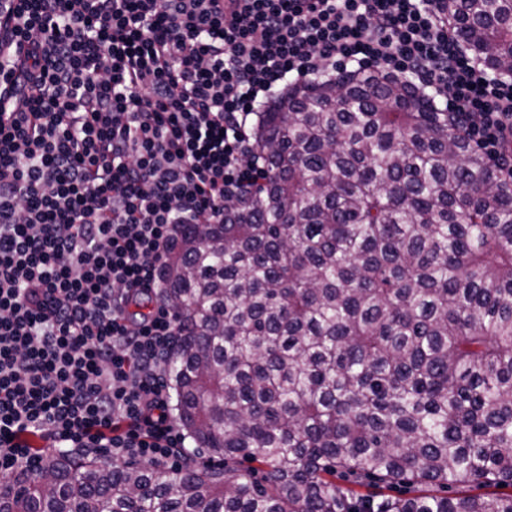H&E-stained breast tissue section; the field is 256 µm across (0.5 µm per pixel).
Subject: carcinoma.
<instances>
[{
	"instance_id": "carcinoma-1",
	"label": "carcinoma",
	"mask_w": 512,
	"mask_h": 512,
	"mask_svg": "<svg viewBox=\"0 0 512 512\" xmlns=\"http://www.w3.org/2000/svg\"><path fill=\"white\" fill-rule=\"evenodd\" d=\"M441 9L512 76V0ZM452 128L381 69L280 93L263 183L222 224L176 225L160 274L173 412L206 461L43 453L0 512H512V181Z\"/></svg>"
}]
</instances>
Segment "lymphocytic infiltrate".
I'll list each match as a JSON object with an SVG mask.
<instances>
[{
	"mask_svg": "<svg viewBox=\"0 0 512 512\" xmlns=\"http://www.w3.org/2000/svg\"><path fill=\"white\" fill-rule=\"evenodd\" d=\"M24 54H16V44ZM422 82L512 174V78L440 0H6L0 6V476L38 452L167 466L190 454L143 319L178 224H220L263 167L282 84L342 64Z\"/></svg>",
	"mask_w": 512,
	"mask_h": 512,
	"instance_id": "lymphocytic-infiltrate-1",
	"label": "lymphocytic infiltrate"
}]
</instances>
